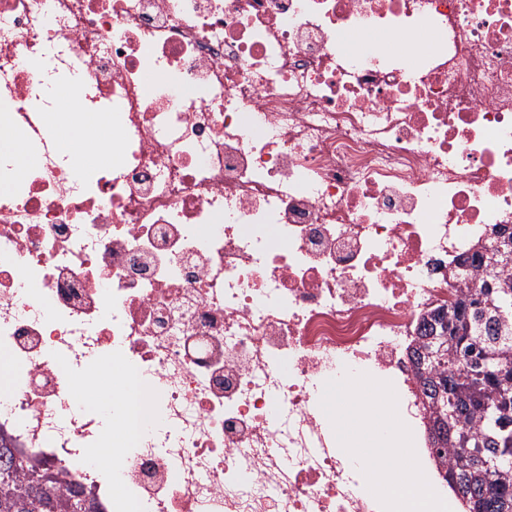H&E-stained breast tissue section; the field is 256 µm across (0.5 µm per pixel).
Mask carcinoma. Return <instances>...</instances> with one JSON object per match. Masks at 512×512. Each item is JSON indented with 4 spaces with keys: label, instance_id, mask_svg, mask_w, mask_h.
I'll return each mask as SVG.
<instances>
[{
    "label": "carcinoma",
    "instance_id": "obj_1",
    "mask_svg": "<svg viewBox=\"0 0 512 512\" xmlns=\"http://www.w3.org/2000/svg\"><path fill=\"white\" fill-rule=\"evenodd\" d=\"M480 303L479 298H461L423 323L421 344L415 350L417 373L428 399L437 453L442 458L452 453L451 486L471 500L469 512H512V470L499 472L484 465L512 438V427H492L481 413L483 402L500 401L512 423V386L481 374L487 353L498 354L502 365L512 368V308L498 313ZM450 366L466 368L471 381L448 387ZM449 392L457 420L451 437L444 419ZM3 452L11 458L12 471L9 479L0 478V512H97L86 493L77 497L73 488L59 491L51 467L28 464L4 442Z\"/></svg>",
    "mask_w": 512,
    "mask_h": 512
}]
</instances>
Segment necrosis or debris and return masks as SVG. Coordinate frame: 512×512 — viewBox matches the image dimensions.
<instances>
[{
    "instance_id": "1",
    "label": "necrosis or debris",
    "mask_w": 512,
    "mask_h": 512,
    "mask_svg": "<svg viewBox=\"0 0 512 512\" xmlns=\"http://www.w3.org/2000/svg\"><path fill=\"white\" fill-rule=\"evenodd\" d=\"M64 90L111 115L110 167L55 150ZM0 136L37 157L0 153V438L60 489L409 512L319 404L376 375L422 512H466L410 348L512 223V0H0ZM113 360L147 399L87 408L73 379Z\"/></svg>"
}]
</instances>
